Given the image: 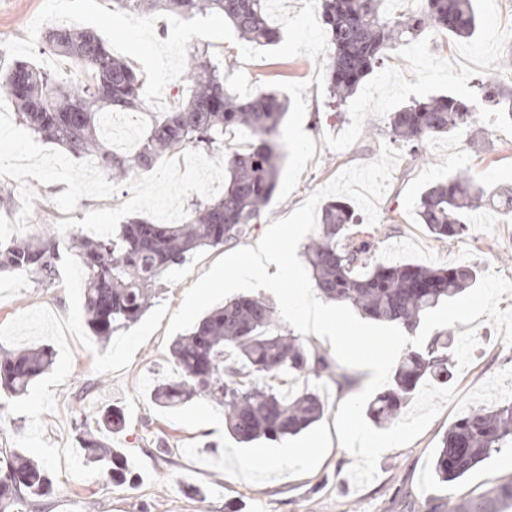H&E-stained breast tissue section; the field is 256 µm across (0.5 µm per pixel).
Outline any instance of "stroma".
<instances>
[{
	"label": "stroma",
	"mask_w": 512,
	"mask_h": 512,
	"mask_svg": "<svg viewBox=\"0 0 512 512\" xmlns=\"http://www.w3.org/2000/svg\"><path fill=\"white\" fill-rule=\"evenodd\" d=\"M479 27L472 38L443 40L421 34L414 46L434 54L431 67L406 65L410 47L388 51L343 106L329 99L323 71L328 36L319 21L318 0H285L268 11L280 39L271 45L243 42L223 16L213 13L178 17L165 10L138 17L116 0H0V33L10 38L0 67L16 61L48 63L69 77L61 57L45 61L42 34L50 26H68L97 34L115 53L129 58L144 80V103L128 118L134 128L125 138L132 151L153 115L175 105L172 88L181 75L184 40L234 62L227 83L238 95L274 91L285 95L288 112L280 128L286 145L283 167L270 212L253 224L241 241L197 251L161 282L156 303L135 324L98 344L83 309L79 263L70 246L83 228L59 233L60 259L54 287L35 275L0 274V353L30 346H50L51 371L37 378L27 395L0 405V456L22 452L47 469L52 488L39 501L40 512H442L447 502L490 496L512 482V444L503 445L463 478L441 484L433 460L448 428L475 408L493 409L512 400V347L492 324L478 319L451 326L457 393L411 443L383 452L376 478L356 487L349 475L353 455L339 443L335 417L351 390L312 380L327 404L324 417L298 435L277 443L260 439L236 444L224 424L205 431L200 419L221 410L195 399L165 410L150 392L155 382L172 377L170 341L165 332L172 314L199 277L222 255L253 247L269 224L291 215L308 197L343 169L376 161L391 140L385 134L391 112L415 100L452 93L475 96V80L491 78L512 86V45L500 37L504 22L494 0H475ZM422 160L400 156L386 193L378 202L376 224L364 232L384 237L380 258L425 266L466 263L480 273L512 280V209L485 206L490 222H468L452 246L436 242L417 216V202L429 186L460 171L469 172L492 196L512 191V120L482 111L461 133L424 142ZM36 202L26 237L42 235L53 224L56 197L63 182L43 185L30 180ZM123 411L125 428L113 435L133 470L131 480L106 482L86 466L74 422L95 419L105 408ZM300 451L297 459L277 457L278 445ZM236 448L253 459L243 474L225 457Z\"/></svg>",
	"instance_id": "stroma-1"
}]
</instances>
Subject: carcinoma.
Here are the masks:
<instances>
[{
    "label": "carcinoma",
    "instance_id": "obj_1",
    "mask_svg": "<svg viewBox=\"0 0 512 512\" xmlns=\"http://www.w3.org/2000/svg\"><path fill=\"white\" fill-rule=\"evenodd\" d=\"M137 14L165 8L177 16L217 13L239 37L254 44L278 39L266 16L267 0H115ZM383 0H321V22L330 49L324 62L331 98L345 104L361 80L380 63L385 50L416 39L427 31L469 39L477 25L473 0H421L414 11L387 16ZM44 43L76 66L68 84L31 62L18 61L0 70V96L10 98L23 124L35 134L63 147L74 157H93L107 177L123 183L154 168L165 153L186 147L206 155H224L227 179L224 195L190 205L180 224H152L131 218L116 237H81L76 255L85 272L84 308L95 337L112 334L136 322L155 303L158 282L204 248H216L247 235L275 193L282 158L280 140L287 103L276 92L241 97L224 82V61L207 49L188 51L176 105L154 120L131 155H118L102 137L107 112L139 108L143 82L122 57L89 32L57 26L43 35ZM476 99L484 107L512 119V91L480 80ZM476 120V108L453 94L414 101L391 113L389 135L411 145V154L425 140L463 132ZM233 130L249 134L240 147L224 145ZM488 202L484 191L466 172H459L426 189L417 215L435 241L450 245L467 231L466 216ZM319 234L304 251L318 293L329 301L347 303L365 317L413 332L421 318L441 302L461 294L476 282L471 264L418 266L401 261L379 262L381 239L361 236L352 205L330 200L321 207ZM59 240L53 232L33 239L0 244V273L35 274L45 288L55 285ZM451 336H436L426 346L409 348L392 374L390 387L369 403L377 424H390L400 414L419 383L428 375L450 379L454 367ZM177 368L171 380L152 391L160 408L174 409L205 398L224 410V425L237 442L249 444L297 435L319 421L325 403L309 378H327L350 387L354 378L332 358L303 346L280 329L274 308L261 297H238L211 310L172 344ZM49 347L25 348L0 355V392L9 398L28 392L32 382L54 364ZM291 374L302 386L287 393L281 376ZM124 416L106 410L90 425L75 420L86 463L108 480L127 479L123 454L110 446L106 434L122 430ZM512 442V403L495 409H475L448 428L434 465L441 483L456 481ZM45 468L22 453L0 464V512H23L50 492ZM512 502V483L495 496L467 504H448V512H502Z\"/></svg>",
    "mask_w": 512,
    "mask_h": 512
}]
</instances>
